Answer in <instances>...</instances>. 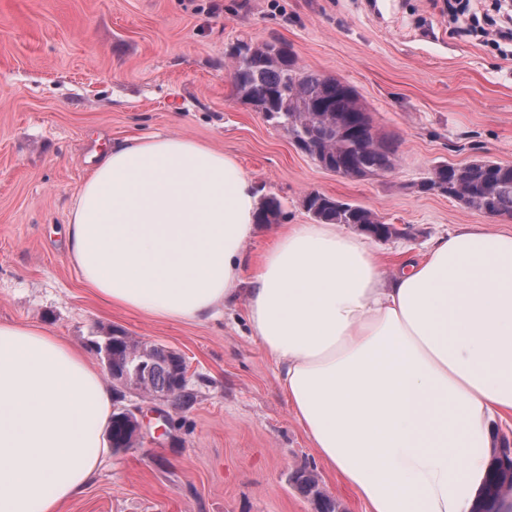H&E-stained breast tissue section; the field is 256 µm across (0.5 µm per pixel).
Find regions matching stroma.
<instances>
[{"mask_svg": "<svg viewBox=\"0 0 512 512\" xmlns=\"http://www.w3.org/2000/svg\"><path fill=\"white\" fill-rule=\"evenodd\" d=\"M278 39L300 65L355 87L397 155L364 178L322 169L238 99L230 45ZM160 133L232 156L277 197L257 261L281 224H308L320 192L367 206L397 235L374 239L395 265L466 224L512 229L418 186L440 163L512 164V50L451 29L436 0H0V323L40 326L81 350L99 329L181 353L193 401L123 393L146 424L108 454L61 512H316L292 481L312 470L339 512H363L295 421L244 299L211 321L103 303L67 251L74 201L112 143Z\"/></svg>", "mask_w": 512, "mask_h": 512, "instance_id": "35a3bbf8", "label": "stroma"}]
</instances>
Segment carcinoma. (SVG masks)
<instances>
[{"label": "carcinoma", "mask_w": 512, "mask_h": 512, "mask_svg": "<svg viewBox=\"0 0 512 512\" xmlns=\"http://www.w3.org/2000/svg\"><path fill=\"white\" fill-rule=\"evenodd\" d=\"M236 46L242 53H230L228 58L238 97L260 105L265 120L272 125L303 138L310 153L325 155L334 165L365 175H377L397 163L396 150L387 138H372L371 116L353 87L300 66L295 55L280 42L256 45L241 39ZM436 179L442 180L443 195L453 200L465 198L469 209H487L512 217V164L489 160H475L464 166L442 164L433 168L423 184ZM304 206L319 224H362L380 237L398 233L393 225L382 223L371 209L319 192L308 194ZM270 214L282 215V204L274 197L262 202L257 223H270ZM137 351L135 343L120 344L112 364L129 365L130 355ZM138 360L145 362L141 384L146 391L171 392L181 404L193 399L187 386L174 387L181 360L170 348L155 344ZM111 430L112 451H125L128 426L113 418ZM511 458L512 451L507 446L493 458L472 512H499L501 499L512 487ZM294 483L313 499L318 512H336V502L322 492L313 472H296Z\"/></svg>", "instance_id": "1"}]
</instances>
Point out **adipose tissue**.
<instances>
[{
  "mask_svg": "<svg viewBox=\"0 0 512 512\" xmlns=\"http://www.w3.org/2000/svg\"><path fill=\"white\" fill-rule=\"evenodd\" d=\"M258 193L186 137L112 145L71 210L68 251L108 303L207 321L247 298L288 405L365 512H471L512 415V232L470 224L386 278L365 239L282 228L251 276ZM112 393L79 348L0 324V512H59L108 449Z\"/></svg>",
  "mask_w": 512,
  "mask_h": 512,
  "instance_id": "obj_1",
  "label": "adipose tissue"
}]
</instances>
